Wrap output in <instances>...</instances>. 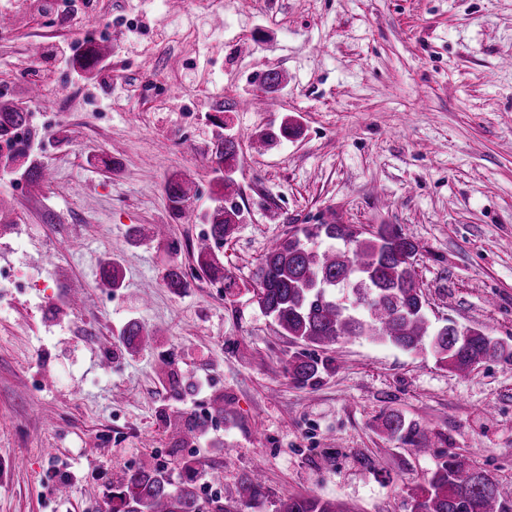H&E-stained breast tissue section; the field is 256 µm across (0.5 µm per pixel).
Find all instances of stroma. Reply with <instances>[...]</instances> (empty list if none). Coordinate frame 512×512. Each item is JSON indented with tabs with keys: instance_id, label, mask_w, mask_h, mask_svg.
Masks as SVG:
<instances>
[{
	"instance_id": "stroma-1",
	"label": "stroma",
	"mask_w": 512,
	"mask_h": 512,
	"mask_svg": "<svg viewBox=\"0 0 512 512\" xmlns=\"http://www.w3.org/2000/svg\"><path fill=\"white\" fill-rule=\"evenodd\" d=\"M77 5L106 53L91 79L70 67L54 0H0L19 13L0 32V98L48 116L30 152L54 172L38 188L0 169L12 203L0 268L25 284H0V512H109L112 478L190 456L224 499L262 471L244 512L308 493L411 512L452 453L512 486V362L460 374L428 351L342 338L320 351L333 370L301 387L286 373L300 343L253 292L261 258L295 226L393 224L419 246L434 326L481 327L512 347V0H200L190 16L170 0ZM269 70L279 88L256 82ZM248 94L266 111H240ZM218 119L241 156L243 218L219 248L229 289L195 276L208 227L177 220L164 190L183 178L192 209L208 207ZM285 119L298 136L254 151ZM134 224L168 225L178 254L130 241ZM107 254L116 290L100 282ZM173 262L187 287H165ZM72 286L82 308L66 300ZM132 319L149 331L133 355L119 340ZM220 395L232 414H214ZM391 413L430 453L382 433ZM179 417L206 419L205 432L182 443Z\"/></svg>"
}]
</instances>
